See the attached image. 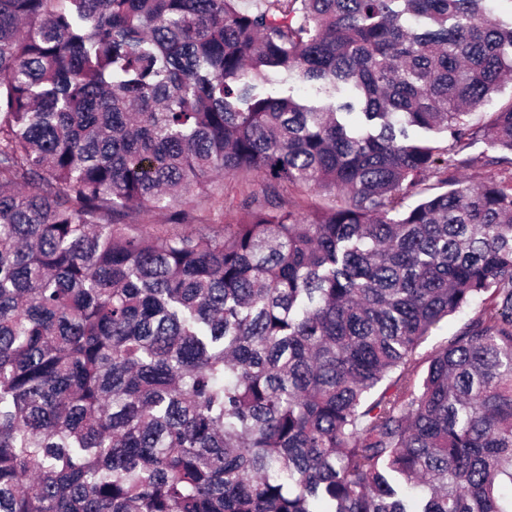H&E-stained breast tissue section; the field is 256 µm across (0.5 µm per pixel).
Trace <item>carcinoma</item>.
Segmentation results:
<instances>
[{
	"mask_svg": "<svg viewBox=\"0 0 512 512\" xmlns=\"http://www.w3.org/2000/svg\"><path fill=\"white\" fill-rule=\"evenodd\" d=\"M237 2L0 0V512H512V25ZM264 183L263 177L257 174L224 176V224L235 223L242 218L244 212L236 205L241 199V192L248 187L259 189ZM209 224H183L174 226V229L182 233H196L206 231L211 234L223 233L224 224H212L213 221H206ZM280 194L286 204L299 205L306 210L322 207L328 202L326 194L313 187L296 190L286 185L280 188ZM476 306L477 304L472 308L465 310L463 313L449 318L448 321L440 323L437 328L433 329L430 336H428L420 346V355L425 358L426 356L430 355L437 347L446 342L450 336H452L455 331L461 327L464 321L473 315Z\"/></svg>",
	"mask_w": 512,
	"mask_h": 512,
	"instance_id": "cac0c4a2",
	"label": "carcinoma"
}]
</instances>
